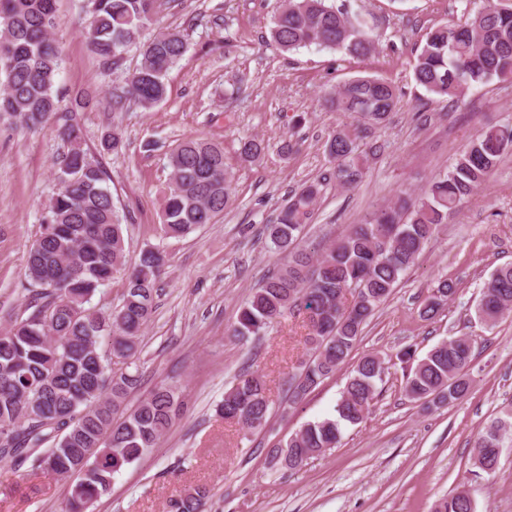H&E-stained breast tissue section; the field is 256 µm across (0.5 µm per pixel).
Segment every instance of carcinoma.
Listing matches in <instances>:
<instances>
[{
    "instance_id": "1",
    "label": "carcinoma",
    "mask_w": 512,
    "mask_h": 512,
    "mask_svg": "<svg viewBox=\"0 0 512 512\" xmlns=\"http://www.w3.org/2000/svg\"><path fill=\"white\" fill-rule=\"evenodd\" d=\"M57 0H0V121L35 130L53 118L67 151L55 170L58 188L46 208L38 238L26 259L27 302L0 331V459L15 467L71 480L62 512H85L106 495L116 473L158 447L183 409L178 392L160 385L124 418H117L128 396L140 386V374L112 371V357L136 364L142 331L155 312L164 250L148 246L127 265L123 224L117 215L101 155L117 152L122 137L105 132L98 153L87 146L77 112L93 97L56 87L62 49L53 37ZM168 0H87L82 26L88 46L107 68L117 67L135 47L141 61L123 86L112 92V111L130 103L150 110L166 96V76L185 53L178 32H160L140 43L143 29L157 22ZM284 52L317 46L350 56L375 49L359 21L328 0H284L271 29ZM415 81L430 94L459 99L473 85L512 80V0L488 3L454 28L429 31L416 56ZM330 106L365 125L384 123L396 105V91L376 77L348 81L328 98ZM357 134L340 131L326 143L336 182L353 187L363 178ZM263 141L241 142L248 162L265 151ZM512 150V125L477 132L452 170L416 197H397L355 224L314 256L299 248L317 188L304 186L276 221L266 225L274 252L288 263L252 290L232 328L239 342L258 339L287 312L306 314L307 359L288 380V405L300 403L334 375L355 348L363 327L385 302L424 246L465 201L486 182L501 157ZM170 182L161 206L164 239H180L212 224L231 202L233 176L224 162V146L203 137H187L167 152ZM129 266L120 304H92L97 290ZM452 284L431 289L420 316L434 318L448 306ZM512 314V265L495 269L484 282L477 315L489 327ZM110 338L102 350L99 339ZM406 364L405 396L427 406H449L470 391L474 344L456 336L424 357L408 347L398 353ZM384 360L360 359L336 404L335 414L303 425L269 451L270 463L296 471L316 456L339 446L342 429L361 423L374 405ZM226 422L249 430L268 423L266 381L244 374L224 393L217 409ZM512 433V400L479 431L472 474L493 476L497 449ZM209 491L196 487L172 498L169 512H204ZM433 512H474L462 488L436 501Z\"/></svg>"
}]
</instances>
